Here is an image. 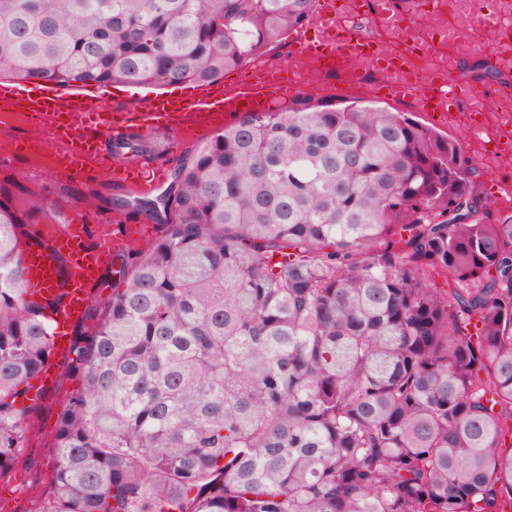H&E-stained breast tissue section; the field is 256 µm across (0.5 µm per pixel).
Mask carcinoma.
<instances>
[{"label": "carcinoma", "mask_w": 512, "mask_h": 512, "mask_svg": "<svg viewBox=\"0 0 512 512\" xmlns=\"http://www.w3.org/2000/svg\"><path fill=\"white\" fill-rule=\"evenodd\" d=\"M316 2L0 0V76L208 85ZM480 176L401 113L305 97L199 145L72 342L49 512H505L512 214L485 220ZM23 223L0 200V470L51 337Z\"/></svg>", "instance_id": "1"}]
</instances>
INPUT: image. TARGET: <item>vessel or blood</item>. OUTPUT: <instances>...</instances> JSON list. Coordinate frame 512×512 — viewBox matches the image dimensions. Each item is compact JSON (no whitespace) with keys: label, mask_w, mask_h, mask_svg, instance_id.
<instances>
[{"label":"vessel or blood","mask_w":512,"mask_h":512,"mask_svg":"<svg viewBox=\"0 0 512 512\" xmlns=\"http://www.w3.org/2000/svg\"><path fill=\"white\" fill-rule=\"evenodd\" d=\"M362 7L361 0H319L310 32L299 33L295 41L296 54L371 63L380 71L388 94L395 98H408L424 105L432 103L440 110L465 101L469 131L473 137H481L484 112L493 100L492 87L462 77L456 59L449 61L448 78L439 84L430 85L412 77L404 72L401 57L379 55L371 40L359 35L356 23ZM374 18L398 29L410 25L409 19L395 11L389 0H378ZM283 101L278 83L272 80L260 87L244 84L228 92L206 85L185 97L146 96L134 110L116 112L96 89L41 85L31 92L0 83V114H30L62 145L59 162L49 169L35 170V179L50 174L77 179L90 171H103L113 180L125 183L134 195L161 190L164 172L142 159L130 163L112 157L104 148L106 142L158 130L169 132L179 142L188 134L223 129L226 115L242 110L266 112ZM58 217L67 226L64 238L43 247L25 248L23 281L30 299L55 302L56 308L50 315L51 355L65 358L70 354L71 329L84 318L91 291L100 281L106 260L118 251L142 248L143 243L104 219L100 222L98 245L93 248L70 208L59 209Z\"/></svg>","instance_id":"b4317fda"}]
</instances>
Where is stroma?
Wrapping results in <instances>:
<instances>
[{
  "label": "stroma",
  "mask_w": 512,
  "mask_h": 512,
  "mask_svg": "<svg viewBox=\"0 0 512 512\" xmlns=\"http://www.w3.org/2000/svg\"><path fill=\"white\" fill-rule=\"evenodd\" d=\"M380 83L381 76L374 70L357 86L334 74L319 78L302 91H289L288 96L293 99L301 94L316 102L343 105L371 103L391 112L409 113L418 123L430 125L421 106L384 95ZM42 164V159L21 154L9 166H0V199L7 200L13 211L28 216L31 229L62 232V225L56 224L54 217L58 208L68 206L82 217L86 239L91 244L96 241L98 218L103 214L117 217L122 225L142 232L150 245L166 233V225L148 222L143 214L134 212L133 195L108 175L90 172L79 181L61 176L34 181L32 172ZM78 385L68 363L55 366L53 378L32 413L28 439L17 451L12 467L0 474V490L10 499L11 512H48L59 414Z\"/></svg>",
  "instance_id": "1"
}]
</instances>
